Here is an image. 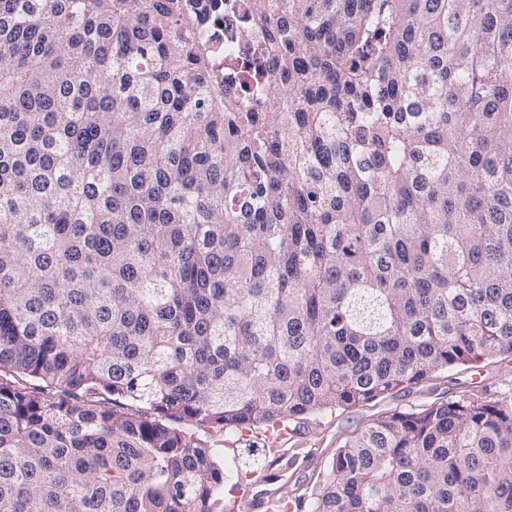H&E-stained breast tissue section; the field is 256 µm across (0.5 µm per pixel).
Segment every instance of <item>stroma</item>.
Returning a JSON list of instances; mask_svg holds the SVG:
<instances>
[{
    "label": "stroma",
    "instance_id": "1",
    "mask_svg": "<svg viewBox=\"0 0 512 512\" xmlns=\"http://www.w3.org/2000/svg\"><path fill=\"white\" fill-rule=\"evenodd\" d=\"M512 403V355L484 357L433 373L421 383L393 391L348 409L308 416L294 435L276 446H266L269 478L253 481L250 499H288L292 512L325 479L334 452L379 416L394 411L418 412L448 400Z\"/></svg>",
    "mask_w": 512,
    "mask_h": 512
}]
</instances>
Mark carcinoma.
<instances>
[{"label": "carcinoma", "mask_w": 512, "mask_h": 512, "mask_svg": "<svg viewBox=\"0 0 512 512\" xmlns=\"http://www.w3.org/2000/svg\"><path fill=\"white\" fill-rule=\"evenodd\" d=\"M0 0V512H224L213 436L512 354V0ZM307 512H512V405L368 424ZM219 0H197L194 5L197 8V16L200 22L199 35L206 39L214 33L223 35V45L225 50L235 51L241 45V40L237 31L231 26L226 25L224 21V9L215 8Z\"/></svg>", "instance_id": "obj_1"}]
</instances>
